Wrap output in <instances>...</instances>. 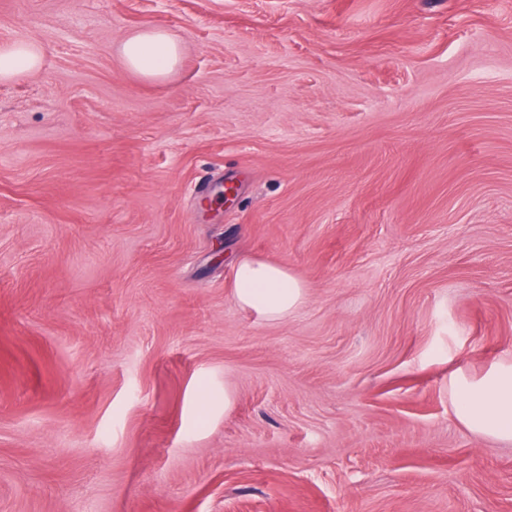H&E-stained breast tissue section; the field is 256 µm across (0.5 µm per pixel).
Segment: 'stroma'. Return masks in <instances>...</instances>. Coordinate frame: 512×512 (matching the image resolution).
<instances>
[{
  "mask_svg": "<svg viewBox=\"0 0 512 512\" xmlns=\"http://www.w3.org/2000/svg\"><path fill=\"white\" fill-rule=\"evenodd\" d=\"M144 27L158 80L118 53ZM27 37L0 512H512V442L452 411L512 361V0H0ZM242 256L300 309L239 307ZM120 55L130 71L145 77H158L177 65L180 46L159 29L142 28L125 39ZM232 299L264 320L279 321L300 309L304 286L284 265L242 257L235 267Z\"/></svg>",
  "mask_w": 512,
  "mask_h": 512,
  "instance_id": "stroma-1",
  "label": "stroma"
}]
</instances>
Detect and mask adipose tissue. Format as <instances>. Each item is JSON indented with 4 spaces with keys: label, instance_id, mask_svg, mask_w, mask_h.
I'll list each match as a JSON object with an SVG mask.
<instances>
[{
    "label": "adipose tissue",
    "instance_id": "obj_1",
    "mask_svg": "<svg viewBox=\"0 0 512 512\" xmlns=\"http://www.w3.org/2000/svg\"><path fill=\"white\" fill-rule=\"evenodd\" d=\"M124 65L145 77H158L178 63L180 47L165 32L142 28L129 35L120 47ZM43 64L41 46L18 40L0 46V81L38 71ZM232 298L260 318L278 321L295 313L304 302V286L286 266L252 257L236 264ZM455 418L481 436L512 442V362H502L473 380L455 382Z\"/></svg>",
    "mask_w": 512,
    "mask_h": 512
}]
</instances>
